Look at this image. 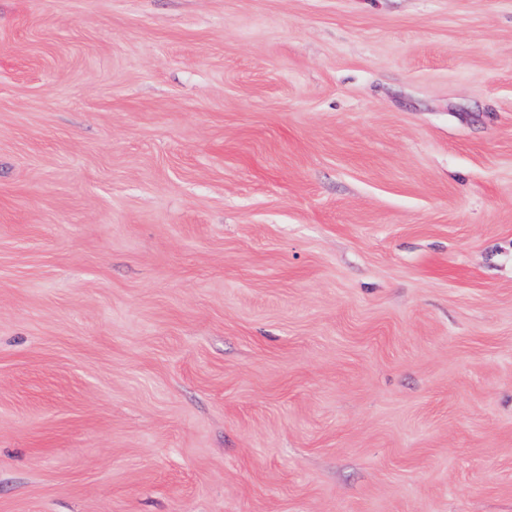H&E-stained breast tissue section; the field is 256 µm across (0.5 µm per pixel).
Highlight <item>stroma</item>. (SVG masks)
<instances>
[{"instance_id":"35a3bbf8","label":"stroma","mask_w":512,"mask_h":512,"mask_svg":"<svg viewBox=\"0 0 512 512\" xmlns=\"http://www.w3.org/2000/svg\"><path fill=\"white\" fill-rule=\"evenodd\" d=\"M0 512H512V0H0Z\"/></svg>"}]
</instances>
